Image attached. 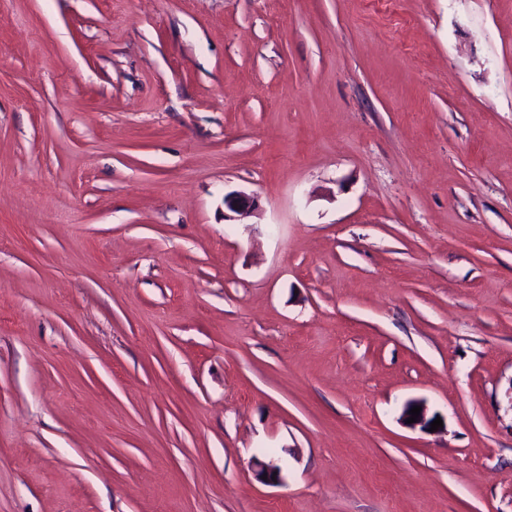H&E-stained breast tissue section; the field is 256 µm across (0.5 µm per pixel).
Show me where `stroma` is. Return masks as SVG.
Instances as JSON below:
<instances>
[{
	"mask_svg": "<svg viewBox=\"0 0 512 512\" xmlns=\"http://www.w3.org/2000/svg\"><path fill=\"white\" fill-rule=\"evenodd\" d=\"M0 512H512V0H0Z\"/></svg>",
	"mask_w": 512,
	"mask_h": 512,
	"instance_id": "1",
	"label": "stroma"
}]
</instances>
